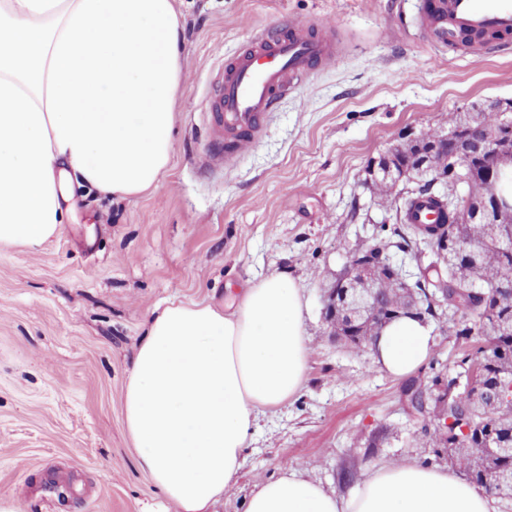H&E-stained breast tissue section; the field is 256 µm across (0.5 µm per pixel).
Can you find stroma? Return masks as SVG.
Here are the masks:
<instances>
[{
  "label": "stroma",
  "mask_w": 512,
  "mask_h": 512,
  "mask_svg": "<svg viewBox=\"0 0 512 512\" xmlns=\"http://www.w3.org/2000/svg\"><path fill=\"white\" fill-rule=\"evenodd\" d=\"M419 0H177L183 94L158 188L116 198L74 187L70 217L38 250L0 249V499L24 512H141L162 494L136 463L124 389L153 310L223 302L277 272L307 303L302 391L266 412L215 512H245L292 467L334 494L379 462L443 467L401 397L404 378L332 336L323 299L350 250L393 223L397 197L365 185L394 144L454 112L512 100V55L433 48ZM327 24L334 68L304 78L231 171L200 168L221 54L269 24Z\"/></svg>",
  "instance_id": "obj_1"
}]
</instances>
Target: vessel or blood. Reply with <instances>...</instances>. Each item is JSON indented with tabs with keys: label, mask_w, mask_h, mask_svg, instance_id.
Here are the masks:
<instances>
[{
	"label": "vessel or blood",
	"mask_w": 512,
	"mask_h": 512,
	"mask_svg": "<svg viewBox=\"0 0 512 512\" xmlns=\"http://www.w3.org/2000/svg\"><path fill=\"white\" fill-rule=\"evenodd\" d=\"M428 31L495 35L491 52L512 53V0H424ZM337 46L328 35L305 32L303 25L259 28L248 44L225 59L213 80L211 135L200 161L230 163L256 144L269 112L294 91L312 68L331 67Z\"/></svg>",
	"instance_id": "b4317fda"
}]
</instances>
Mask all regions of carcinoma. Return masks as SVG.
Listing matches in <instances>:
<instances>
[{
    "label": "carcinoma",
    "instance_id": "carcinoma-1",
    "mask_svg": "<svg viewBox=\"0 0 512 512\" xmlns=\"http://www.w3.org/2000/svg\"><path fill=\"white\" fill-rule=\"evenodd\" d=\"M393 184L380 174L372 182L371 194L379 200L387 199ZM426 199L439 214L443 224L433 227L435 233H419V225L410 221L417 201ZM396 224L379 227L371 243L379 244L386 251L393 249L414 253L416 259L429 257L425 265H418L413 281L415 296L419 300L420 318L434 316L427 294H432L447 306V310L460 313L461 328L457 335L472 348L463 351L451 367L434 374L433 380L446 378V394L450 395L448 412L465 416L472 429L466 438L470 448L512 447V391L503 388L512 383V290L491 292L493 282L509 283L505 275L512 274V235L502 239L501 234L491 235L487 225L458 223L456 214L446 208L431 187L430 178L420 177L415 187L406 191L402 203L396 208ZM463 241L474 250L471 262L464 260L446 266L438 262L448 251L452 241ZM399 267L392 265L391 274L382 286L381 295L395 308L407 306L408 295L399 282ZM474 360L481 361L480 375L459 380L465 366ZM436 405L418 410L417 431L429 447L446 448L448 441L437 432L434 424ZM512 473V457L499 456L491 463L475 464L465 472L467 479L486 489H493L506 475Z\"/></svg>",
    "mask_w": 512,
    "mask_h": 512
}]
</instances>
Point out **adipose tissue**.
Here are the masks:
<instances>
[{
	"label": "adipose tissue",
	"mask_w": 512,
	"mask_h": 512,
	"mask_svg": "<svg viewBox=\"0 0 512 512\" xmlns=\"http://www.w3.org/2000/svg\"><path fill=\"white\" fill-rule=\"evenodd\" d=\"M176 0H0V248H41L72 183L119 197L155 190L172 161L182 90ZM306 304L280 272L229 306L155 309L124 392L127 432L162 512H211L231 487L260 414L303 388ZM431 329L387 323L374 362L395 376L427 359ZM246 512H498L484 488L420 462L369 469L348 497L292 468Z\"/></svg>",
	"instance_id": "ef3b65f1"
}]
</instances>
